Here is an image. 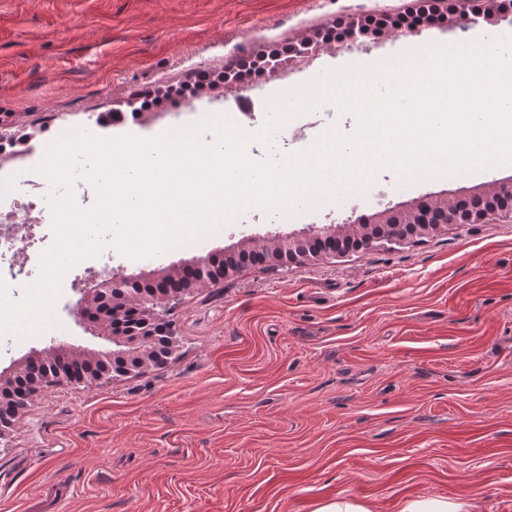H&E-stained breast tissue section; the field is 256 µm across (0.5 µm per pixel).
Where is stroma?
Listing matches in <instances>:
<instances>
[{
  "label": "stroma",
  "mask_w": 512,
  "mask_h": 512,
  "mask_svg": "<svg viewBox=\"0 0 512 512\" xmlns=\"http://www.w3.org/2000/svg\"><path fill=\"white\" fill-rule=\"evenodd\" d=\"M403 0H0V126L29 134L27 158L0 154V185L19 188L57 139L111 137L119 111L141 133L201 111L206 95L149 112L146 94L217 74L243 52L287 46L360 15L397 16ZM441 27L368 40L351 54L392 56L441 40ZM346 54L316 51L256 77L248 95L327 88ZM255 158L284 164L276 112L259 113ZM446 179L390 168L290 211L244 210L203 240L133 259L115 246L86 259L159 274L246 240L340 224L451 193ZM60 288L45 324L0 335V375L51 341L105 348L70 315ZM178 356L92 389H50L0 441V512H315L351 498L399 512L419 497L467 498L512 512V222L449 226L389 251L350 253L276 272L247 265L177 309Z\"/></svg>",
  "instance_id": "obj_1"
}]
</instances>
